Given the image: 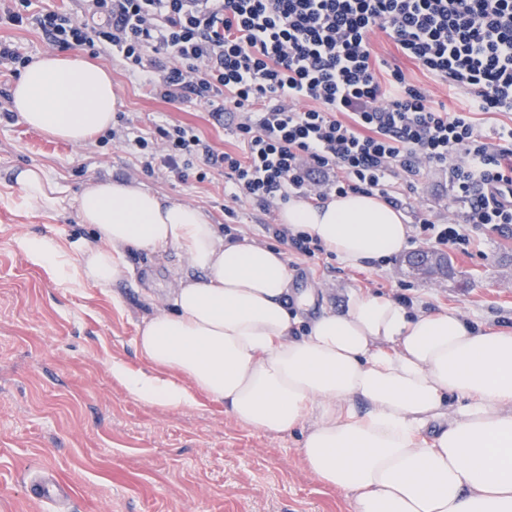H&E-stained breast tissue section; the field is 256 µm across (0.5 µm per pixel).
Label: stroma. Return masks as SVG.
I'll return each instance as SVG.
<instances>
[{
	"instance_id": "obj_1",
	"label": "stroma",
	"mask_w": 512,
	"mask_h": 512,
	"mask_svg": "<svg viewBox=\"0 0 512 512\" xmlns=\"http://www.w3.org/2000/svg\"><path fill=\"white\" fill-rule=\"evenodd\" d=\"M369 41L379 59L400 67L437 103L445 86L399 54L381 31ZM106 67L129 135L153 136L157 125L192 126L220 150H235L233 117L214 119L210 107L168 102L145 77L131 76L111 56L69 48ZM42 166L60 188L51 211L17 207L16 169ZM120 176L166 198L202 207L214 223L272 247L268 218L236 201L223 172L178 179L166 169L142 170L124 143L100 133L73 145L20 120L0 122V512H351L348 492L325 486L301 454L302 430L270 434L236 421L207 395L194 408L167 410L138 401L112 376V365L143 368L134 340L145 318L169 311L185 259L177 251H127L129 275L111 286L62 287L51 267L32 260L26 237H90L75 199L92 179ZM407 223L425 215L447 223L455 208L444 175L426 171L405 209ZM452 261L449 272L416 274L405 256L362 267L326 254H288L293 294L312 290L318 303L344 311L351 294L406 300L422 312L458 309L470 321L512 331V228L476 235L468 250L409 243ZM49 470L68 484L67 508L33 501L34 477Z\"/></svg>"
}]
</instances>
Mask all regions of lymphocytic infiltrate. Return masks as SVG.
Listing matches in <instances>:
<instances>
[{"instance_id": "f902f5d3", "label": "lymphocytic infiltrate", "mask_w": 512, "mask_h": 512, "mask_svg": "<svg viewBox=\"0 0 512 512\" xmlns=\"http://www.w3.org/2000/svg\"><path fill=\"white\" fill-rule=\"evenodd\" d=\"M0 0V19L49 45L88 46L146 73L169 102L233 105L238 141L218 152L188 126L158 127L125 145L145 172L223 171L233 197L262 211L296 194L375 195L393 207L399 178L448 176L456 217L420 218L416 234L468 249L471 229L512 227V124L495 139L476 113L512 115V0H71L37 12ZM384 31L449 94L455 110L374 57Z\"/></svg>"}]
</instances>
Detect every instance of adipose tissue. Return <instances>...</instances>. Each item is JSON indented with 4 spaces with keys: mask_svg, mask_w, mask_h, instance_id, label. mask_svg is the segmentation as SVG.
Returning <instances> with one entry per match:
<instances>
[{
    "mask_svg": "<svg viewBox=\"0 0 512 512\" xmlns=\"http://www.w3.org/2000/svg\"><path fill=\"white\" fill-rule=\"evenodd\" d=\"M118 105L108 70L52 53L12 89L23 122L77 145L109 129ZM16 182L22 207L57 205L58 186L42 167L21 170ZM76 209L91 239L23 241L64 287L125 277L130 248L178 249L199 273L176 288L169 312L140 328L145 368L112 365L137 400L176 410L197 406L203 392L253 429L304 428L308 469L353 492V512H512L511 331L368 294L305 322L299 312L316 297L290 302L285 255L224 239L201 207L112 177L85 185ZM280 221L352 267L399 255L409 234L401 211L362 193L289 201Z\"/></svg>",
    "mask_w": 512,
    "mask_h": 512,
    "instance_id": "obj_1",
    "label": "adipose tissue"
}]
</instances>
